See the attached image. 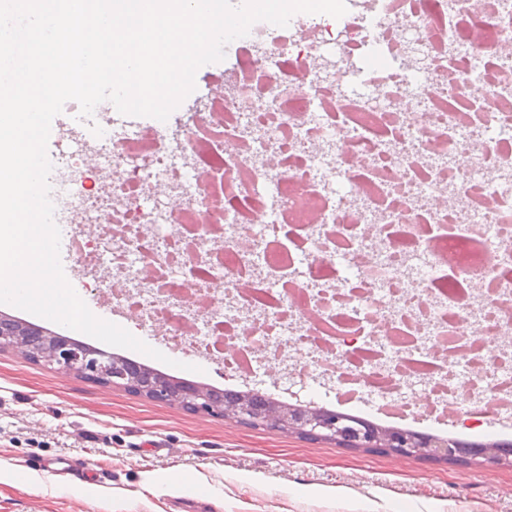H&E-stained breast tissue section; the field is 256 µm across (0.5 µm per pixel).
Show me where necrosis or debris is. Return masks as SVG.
<instances>
[{"label": "necrosis or debris", "mask_w": 512, "mask_h": 512, "mask_svg": "<svg viewBox=\"0 0 512 512\" xmlns=\"http://www.w3.org/2000/svg\"><path fill=\"white\" fill-rule=\"evenodd\" d=\"M377 4L373 28L255 23L175 146L137 122L74 137L54 218L226 380L298 354L472 430L512 403V0Z\"/></svg>", "instance_id": "necrosis-or-debris-1"}]
</instances>
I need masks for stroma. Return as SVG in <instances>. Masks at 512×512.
<instances>
[{"label": "stroma", "mask_w": 512, "mask_h": 512, "mask_svg": "<svg viewBox=\"0 0 512 512\" xmlns=\"http://www.w3.org/2000/svg\"><path fill=\"white\" fill-rule=\"evenodd\" d=\"M70 283L151 347L166 325L142 323L113 305L110 264ZM165 373L224 387L220 360L172 350ZM361 418L377 396L353 404L333 384L261 360L229 383ZM512 512V461L446 462L342 448L328 440L191 412L119 387H104L0 352V512Z\"/></svg>", "instance_id": "35a3bbf8"}]
</instances>
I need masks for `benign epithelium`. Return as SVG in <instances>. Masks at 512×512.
<instances>
[{"instance_id": "obj_1", "label": "benign epithelium", "mask_w": 512, "mask_h": 512, "mask_svg": "<svg viewBox=\"0 0 512 512\" xmlns=\"http://www.w3.org/2000/svg\"><path fill=\"white\" fill-rule=\"evenodd\" d=\"M28 332L15 328L0 329V349L10 350L25 359L32 356L30 345L24 339ZM42 362L57 367L66 375L81 376L102 382L109 387H126L132 377L123 363L114 355L83 348L79 343L63 337H49L42 347ZM152 399L177 404L194 412L213 413L243 422H255L300 435L329 439L350 448H372L403 456L424 459L453 460L459 447L451 438L417 436L403 428L374 429L341 412L328 411L312 405H293L270 401L260 410L252 404V394L244 393L238 400L220 410H215L205 390L200 387H177L166 378H155L141 388Z\"/></svg>"}]
</instances>
